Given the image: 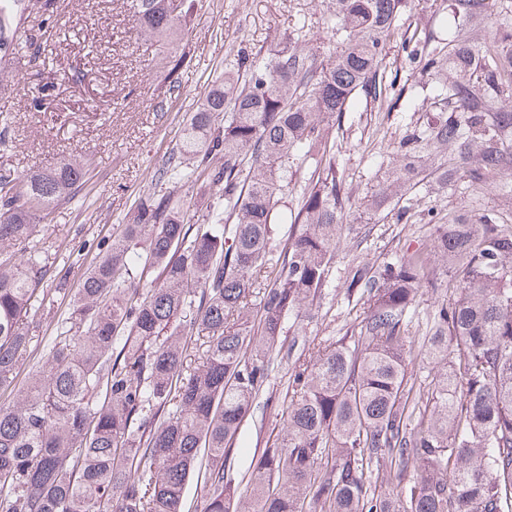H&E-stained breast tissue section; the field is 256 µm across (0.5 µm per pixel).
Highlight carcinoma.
<instances>
[{
	"instance_id": "obj_1",
	"label": "carcinoma",
	"mask_w": 512,
	"mask_h": 512,
	"mask_svg": "<svg viewBox=\"0 0 512 512\" xmlns=\"http://www.w3.org/2000/svg\"><path fill=\"white\" fill-rule=\"evenodd\" d=\"M409 0H326L336 41L317 69L303 28L261 64L239 55L212 82L181 139L70 299L46 366L0 407V512H182L204 467L203 512H512V224L482 214L439 224L430 251L459 278L416 338L408 311L427 279L424 252L356 266L347 296L366 299L356 334L287 346L308 318L343 243L350 192L336 169L354 95H382V50ZM145 50L185 35L196 0H127ZM492 0H448L442 25L407 51L437 86L439 110L393 148L367 209L397 208L426 173L455 172L478 196L512 199V5L486 39ZM56 0H0V74L40 57L14 21ZM167 93L182 59L168 61ZM298 157L314 161L296 208L282 203ZM79 155L0 182V392L35 342L29 311L45 271L10 252L36 220L78 198ZM195 191L197 219L181 193ZM290 360L288 385L271 371ZM428 369L426 382L414 372ZM276 422L252 469L234 475L241 423ZM388 472L382 488L364 477Z\"/></svg>"
}]
</instances>
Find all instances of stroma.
<instances>
[{"label": "stroma", "mask_w": 512, "mask_h": 512, "mask_svg": "<svg viewBox=\"0 0 512 512\" xmlns=\"http://www.w3.org/2000/svg\"><path fill=\"white\" fill-rule=\"evenodd\" d=\"M325 9L323 0H199L189 34L178 48L183 89L161 117L153 105L165 94V61L140 47L126 0H57L49 21L35 13L21 21L19 35L35 36L41 57L4 77L9 89L0 95V112L10 113L12 122L4 133L8 147L0 149V180L21 184L75 154L92 163L84 198L58 205L50 222L37 224L26 246L47 269L45 293L31 310L37 336L54 335L97 255L98 241L110 238L122 222L175 146L185 114L196 110L236 52L267 58L303 20L308 24L305 49L315 62H322L334 49ZM447 9L448 0H412L410 12L398 21L385 47L386 71L397 74L404 88L401 111L379 110L360 94L350 103L336 155V167L351 195L344 243L333 259L327 288L314 302L313 320H288L287 337L304 331L336 340L358 330L365 307L345 293L349 272L361 263L379 265L407 251L427 250L428 212L442 220L494 212L502 221H512V205L497 192L488 190L475 199L462 182L444 186L433 174L413 189L408 220L397 221L382 210L364 212L366 195L391 164L394 142L434 115L432 86L401 46L423 38ZM74 67L85 73L81 83L67 77ZM37 97L44 100L39 110L33 104ZM428 270L431 280L420 288L409 312L410 333L416 337L424 332L438 301L454 297L445 288L447 278L436 258H429Z\"/></svg>", "instance_id": "stroma-1"}]
</instances>
